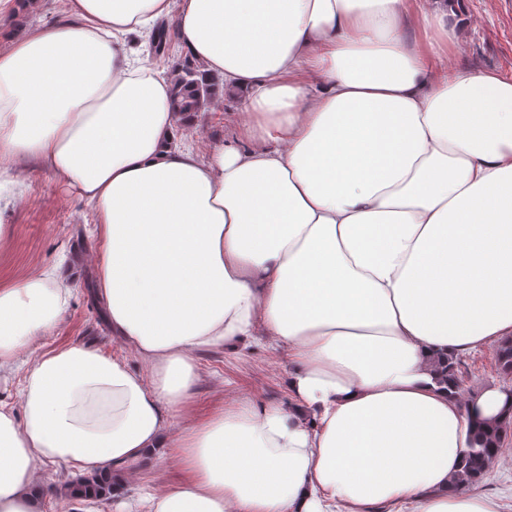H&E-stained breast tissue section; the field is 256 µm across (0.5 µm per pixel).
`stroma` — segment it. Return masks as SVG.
I'll return each mask as SVG.
<instances>
[{"instance_id": "obj_1", "label": "stroma", "mask_w": 512, "mask_h": 512, "mask_svg": "<svg viewBox=\"0 0 512 512\" xmlns=\"http://www.w3.org/2000/svg\"><path fill=\"white\" fill-rule=\"evenodd\" d=\"M460 22L448 43V60L460 70L485 69L512 78V0H455ZM242 97L225 92L223 99L202 113L196 127L183 131L182 140L200 151L233 139ZM0 222L11 225L8 239L0 242V284L10 285L36 274L60 254L69 255L79 278L75 296L61 321L47 336L24 347L19 361H32L37 353L82 343L101 353L122 359L130 368L142 370L138 354L113 336L96 297L97 216L93 207L80 203L52 177L29 174L24 189L0 188ZM199 380L186 405L196 422L241 399L284 402L288 399V374L292 362L286 347L270 337L259 336L234 349L209 347L195 353ZM185 470L177 449L170 448L161 460L148 459L134 473L122 477L127 499L160 494L181 481ZM72 478L63 465H47L41 483V512H115L111 501L88 502L70 497L66 487ZM512 512V432L504 439L502 452L477 485Z\"/></svg>"}]
</instances>
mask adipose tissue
Listing matches in <instances>:
<instances>
[{
  "label": "adipose tissue",
  "mask_w": 512,
  "mask_h": 512,
  "mask_svg": "<svg viewBox=\"0 0 512 512\" xmlns=\"http://www.w3.org/2000/svg\"><path fill=\"white\" fill-rule=\"evenodd\" d=\"M178 47L242 91L240 143L180 142ZM409 0H66L0 50V186L18 161L92 205L98 296L150 373L80 343L0 403V512H38L42 469L130 471L176 448L188 476L137 512H496L451 479L474 418L439 361L512 340V78L449 71ZM61 262L0 287V369L74 296ZM264 334L287 403L184 422L196 350Z\"/></svg>",
  "instance_id": "adipose-tissue-1"
}]
</instances>
